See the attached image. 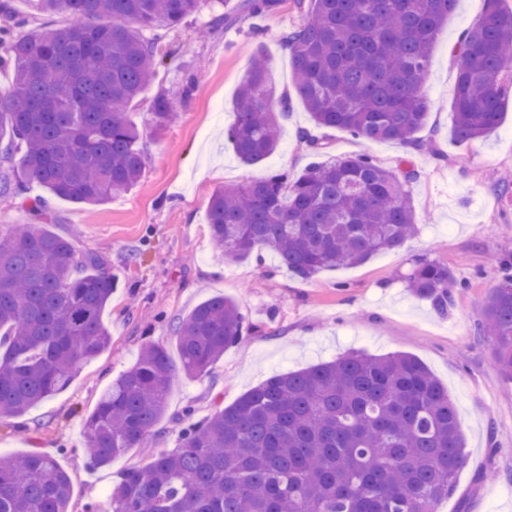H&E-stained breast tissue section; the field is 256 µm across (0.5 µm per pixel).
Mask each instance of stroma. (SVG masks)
<instances>
[{"label": "stroma", "instance_id": "35a3bbf8", "mask_svg": "<svg viewBox=\"0 0 512 512\" xmlns=\"http://www.w3.org/2000/svg\"><path fill=\"white\" fill-rule=\"evenodd\" d=\"M239 0H209L160 41L153 84L129 116L143 124L154 98L193 84L176 99L174 119L162 132H144L147 163L139 184L100 205L54 199L51 230L77 250L103 253L116 286L104 312L109 346L78 369L72 383L23 415H0V457L39 451L55 456L74 479L71 512L106 499L123 471L178 446V419L235 402L269 377L336 359L351 351L373 356L406 353L448 389L465 434L468 459L457 488L438 512H512V381L493 369L494 345L475 325L501 260L512 257V104L485 139L458 144L452 136L456 78L452 47L486 15V0H459L433 52L425 93L431 102L421 132L428 150L396 142H369L341 130L317 128L301 100L283 123L276 153L265 167L243 164L224 137L234 120L232 100L256 47L270 61L276 92L293 91L282 32L303 22L294 0L276 12L210 28ZM323 145L313 153L300 139ZM366 153L387 167L411 158L418 178L409 184L417 233L402 248L364 264L295 277L277 256L262 252L231 261L215 250L208 228L209 199L218 186L264 173L297 179L316 161ZM452 267L462 288L447 314L410 292L404 279L416 258ZM221 295L234 300L254 324L252 334L228 348L202 378L177 376L166 416L147 447L132 448L103 467L89 464L85 421L100 393L132 367L150 343L175 351L178 318Z\"/></svg>", "mask_w": 512, "mask_h": 512}]
</instances>
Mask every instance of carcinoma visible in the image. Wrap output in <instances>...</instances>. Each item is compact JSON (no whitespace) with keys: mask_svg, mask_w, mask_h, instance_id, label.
<instances>
[{"mask_svg":"<svg viewBox=\"0 0 512 512\" xmlns=\"http://www.w3.org/2000/svg\"><path fill=\"white\" fill-rule=\"evenodd\" d=\"M207 0H33L65 12L62 27L26 31L29 19L0 5V195L35 184L51 197L102 204L140 180L145 154L129 110L151 84L158 41ZM281 0H241L239 14L273 12ZM458 0H296L304 21L280 36L294 86L318 127L416 149L430 107L424 86L435 42ZM487 14L453 49V134H491L512 99V10ZM159 95L146 127L173 119ZM291 99L275 96L257 48L226 130L238 158L261 166L281 139ZM412 168L387 169L368 154L309 165L297 180L271 172L221 187L208 205L210 237L225 257L266 249L297 277L365 263L416 232ZM38 224L0 236V414L22 415L65 388L110 342L102 315L113 277L97 252ZM478 330L494 345V369L512 380V265L502 264ZM463 284L448 265L415 261L408 288L445 315ZM248 329L233 300L211 298L174 325L179 364L148 344L100 394L85 422L92 463L143 448L165 416L176 374L204 376ZM466 464L448 389L415 357L352 352L270 377L203 420L183 416L180 445L123 473L103 505L86 512H438ZM74 479L32 451L0 458V512H69Z\"/></svg>","mask_w":512,"mask_h":512,"instance_id":"cac0c4a2","label":"carcinoma"}]
</instances>
